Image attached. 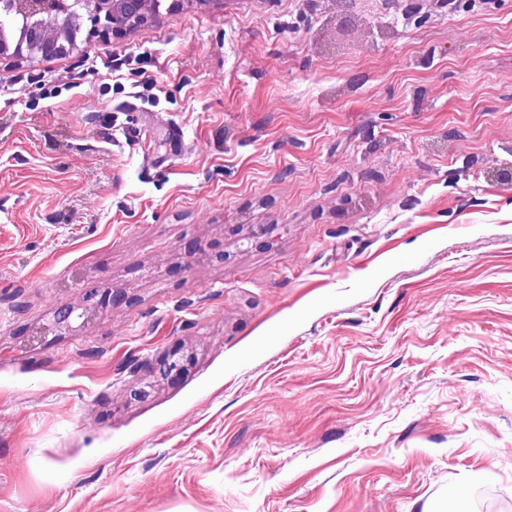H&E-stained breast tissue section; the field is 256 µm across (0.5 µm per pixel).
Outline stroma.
<instances>
[{
  "mask_svg": "<svg viewBox=\"0 0 512 512\" xmlns=\"http://www.w3.org/2000/svg\"><path fill=\"white\" fill-rule=\"evenodd\" d=\"M488 491L512 512V0H220L0 59V512ZM193 354L175 349L150 369V376L159 380H173L181 375L192 362Z\"/></svg>",
  "mask_w": 512,
  "mask_h": 512,
  "instance_id": "1",
  "label": "stroma"
}]
</instances>
